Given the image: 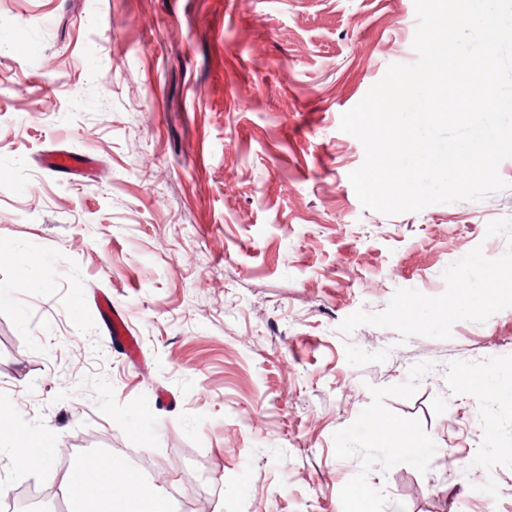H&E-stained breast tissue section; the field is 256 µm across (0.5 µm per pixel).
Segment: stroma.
<instances>
[{"label":"stroma","mask_w":512,"mask_h":512,"mask_svg":"<svg viewBox=\"0 0 512 512\" xmlns=\"http://www.w3.org/2000/svg\"><path fill=\"white\" fill-rule=\"evenodd\" d=\"M416 25L414 0H0V492L66 512L60 449L137 450L200 512H352L356 486L512 512V158L507 190L394 216L348 179L340 117ZM87 164L88 159L64 152L53 153L45 159V167L49 171L67 176L80 175ZM100 314L109 319V337L112 342L121 344L128 353L136 350L137 343L129 331L124 319L118 314L112 315V306L107 302L100 308Z\"/></svg>","instance_id":"obj_1"}]
</instances>
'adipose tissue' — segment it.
I'll return each mask as SVG.
<instances>
[{
  "label": "adipose tissue",
  "mask_w": 512,
  "mask_h": 512,
  "mask_svg": "<svg viewBox=\"0 0 512 512\" xmlns=\"http://www.w3.org/2000/svg\"><path fill=\"white\" fill-rule=\"evenodd\" d=\"M108 480L93 476V464L77 457L70 464L64 493L81 498L92 512H172L169 499L148 489L140 473L121 460L111 458Z\"/></svg>",
  "instance_id": "adipose-tissue-1"
}]
</instances>
